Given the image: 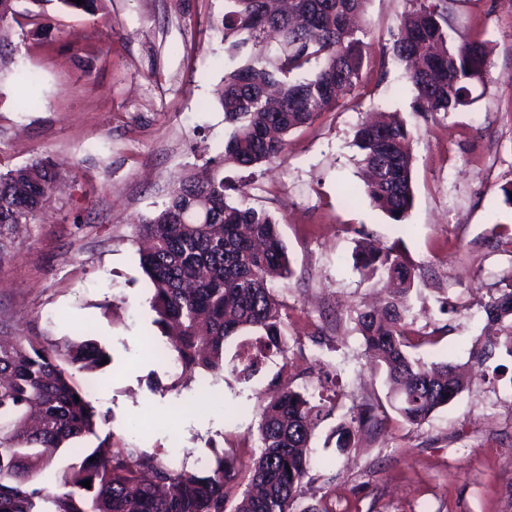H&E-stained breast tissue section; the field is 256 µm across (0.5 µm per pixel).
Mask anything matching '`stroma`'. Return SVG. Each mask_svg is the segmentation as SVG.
Masks as SVG:
<instances>
[{
  "label": "stroma",
  "mask_w": 512,
  "mask_h": 512,
  "mask_svg": "<svg viewBox=\"0 0 512 512\" xmlns=\"http://www.w3.org/2000/svg\"><path fill=\"white\" fill-rule=\"evenodd\" d=\"M413 0H369L362 81L334 111L290 133L279 157L241 170L245 204L279 221L292 278L275 282L290 346L244 387L196 374L187 382L148 350L159 336L134 226L185 176L224 149L231 128L217 90L230 63L213 22L224 0H101L91 14L45 4L0 40V170L42 156L61 180L35 223L13 227L0 260V334L104 342L111 361L93 378L105 424L90 446L139 448L172 465L233 449L258 451L257 393L272 378L317 393L320 372L347 397L315 429L311 482L294 512H512V357L483 364L484 305L512 272V0H448V37L475 34L489 61L482 94L448 114L416 111L406 68L390 46ZM395 112L412 131L415 201L404 224L368 199L347 201L361 155L357 127ZM399 250L417 287L407 319L431 343L422 361L464 366L470 380L447 407L410 424L389 400L356 315L381 297L353 267L358 242ZM384 422L350 453L333 429L364 403Z\"/></svg>",
  "instance_id": "35a3bbf8"
}]
</instances>
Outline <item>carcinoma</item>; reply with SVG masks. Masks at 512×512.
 Masks as SVG:
<instances>
[{
  "mask_svg": "<svg viewBox=\"0 0 512 512\" xmlns=\"http://www.w3.org/2000/svg\"><path fill=\"white\" fill-rule=\"evenodd\" d=\"M55 2L66 13L80 14L95 11L98 0ZM367 2L291 0L287 14L275 0H225L217 29L229 57L244 63L225 74L218 92L232 127L224 152L186 177L162 209L136 225L151 241L140 265L153 287L154 323L163 334L177 329L171 350H153L162 358L173 352L185 378L199 367L248 384L266 360L290 351L271 287L293 275L279 222L231 199L229 192L242 195L243 186L226 181L224 167L273 161L284 149V135L332 111L340 93L359 85L367 44L351 19L365 12ZM446 25L437 0H416L392 43L420 112L469 107L488 74L481 42L450 47ZM272 38L282 47L274 59L265 53ZM410 139L411 130L395 116L362 124L354 141L362 156L359 182L345 188L350 198L369 199L396 224L405 221L414 201ZM57 179L50 160L40 156L0 172V256L10 244V229L35 219ZM354 267L369 278L386 279L393 290L384 307L363 309L356 321L366 349L385 365L393 407L406 422L420 424L454 400L466 382L457 366L427 364L412 354L417 344L406 314L416 281L405 258L364 242ZM484 310L494 332L475 359L496 349L512 356V272ZM242 331L253 338L224 361L226 343ZM105 358L110 354L94 340L19 335L0 344V512H293L310 481L312 432L326 404L344 392L323 385L316 403L277 383L260 402L259 453L248 467L216 448L203 462L173 467L157 452L120 448L104 455L98 447L72 445L97 435L106 420L90 400L93 381L81 386L75 377L99 369ZM382 426L377 407L365 404L351 423L336 427V448L345 454L357 432ZM56 448L69 449L76 462L49 490L42 486L52 464L47 450ZM87 479L89 488L81 485Z\"/></svg>",
  "mask_w": 512,
  "mask_h": 512,
  "instance_id": "obj_1",
  "label": "carcinoma"
}]
</instances>
